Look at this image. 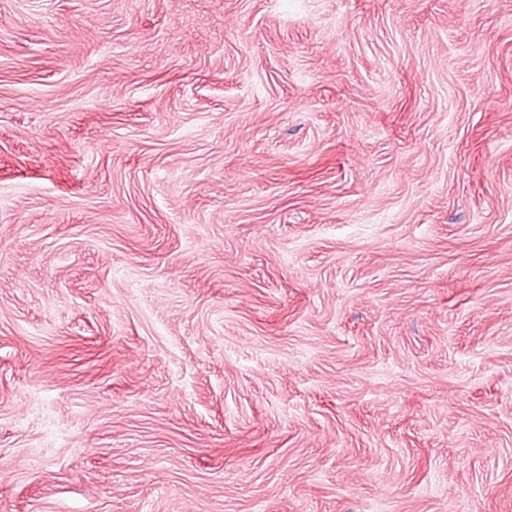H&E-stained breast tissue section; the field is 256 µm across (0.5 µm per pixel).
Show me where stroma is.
I'll list each match as a JSON object with an SVG mask.
<instances>
[{"label": "stroma", "mask_w": 512, "mask_h": 512, "mask_svg": "<svg viewBox=\"0 0 512 512\" xmlns=\"http://www.w3.org/2000/svg\"><path fill=\"white\" fill-rule=\"evenodd\" d=\"M0 512H512V0H0Z\"/></svg>", "instance_id": "35a3bbf8"}]
</instances>
